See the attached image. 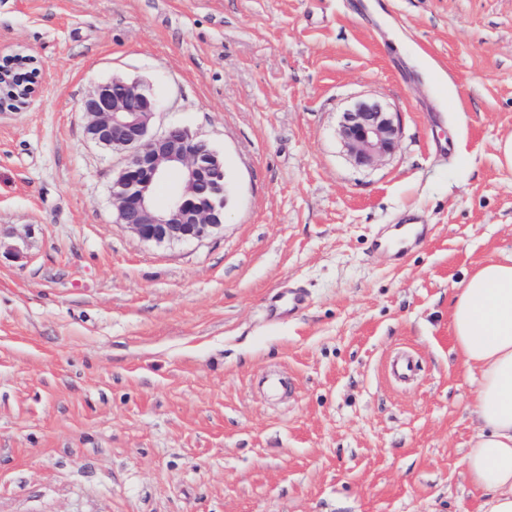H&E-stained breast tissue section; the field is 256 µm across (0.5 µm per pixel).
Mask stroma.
I'll return each instance as SVG.
<instances>
[{"mask_svg":"<svg viewBox=\"0 0 512 512\" xmlns=\"http://www.w3.org/2000/svg\"><path fill=\"white\" fill-rule=\"evenodd\" d=\"M0 49L44 64L0 112V512H481L449 312L512 251V0H0ZM115 78L223 154L204 241L118 224L81 109ZM361 99L401 125L367 170ZM395 114L375 100H360L342 112L336 134L355 167L374 168L394 152L400 135Z\"/></svg>","mask_w":512,"mask_h":512,"instance_id":"stroma-1","label":"stroma"}]
</instances>
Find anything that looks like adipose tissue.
I'll return each mask as SVG.
<instances>
[{
	"mask_svg": "<svg viewBox=\"0 0 512 512\" xmlns=\"http://www.w3.org/2000/svg\"><path fill=\"white\" fill-rule=\"evenodd\" d=\"M450 330L477 382L480 430L462 465L486 494L482 512H512V252L484 260L455 288Z\"/></svg>",
	"mask_w": 512,
	"mask_h": 512,
	"instance_id": "ef3b65f1",
	"label": "adipose tissue"
}]
</instances>
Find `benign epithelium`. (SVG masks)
<instances>
[{"label":"benign epithelium","instance_id":"1","mask_svg":"<svg viewBox=\"0 0 512 512\" xmlns=\"http://www.w3.org/2000/svg\"><path fill=\"white\" fill-rule=\"evenodd\" d=\"M41 72L34 56L0 50V112L27 108ZM81 109L87 138L123 154L111 186L117 223L155 244L196 242L223 227L231 184L222 154L185 127L154 130L158 103L139 82H103ZM336 134L349 161L369 169L394 152L400 127L381 102L360 100L342 113ZM160 184L170 188L163 208L154 197Z\"/></svg>","mask_w":512,"mask_h":512}]
</instances>
